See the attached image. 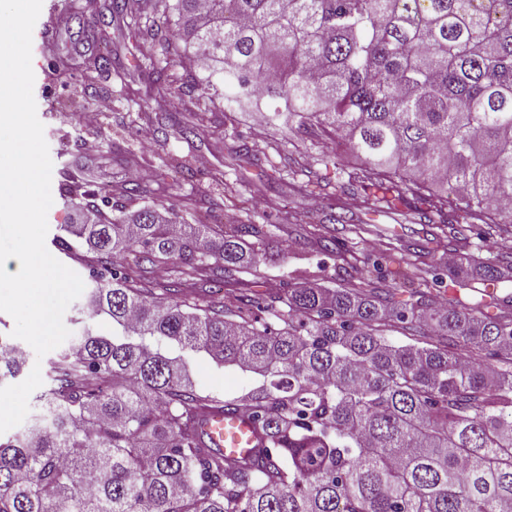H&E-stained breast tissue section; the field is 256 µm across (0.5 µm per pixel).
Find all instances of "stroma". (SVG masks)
Masks as SVG:
<instances>
[{"label":"stroma","instance_id":"1","mask_svg":"<svg viewBox=\"0 0 512 512\" xmlns=\"http://www.w3.org/2000/svg\"><path fill=\"white\" fill-rule=\"evenodd\" d=\"M49 42L53 52L43 55L42 71L33 86L53 163L49 229L69 223L73 215L62 189L85 183L115 190L136 170L141 183L154 189L150 205L174 210L187 222L204 212L211 224L250 218L266 225L268 241L259 262L260 275L250 280L254 290L263 292L285 282L332 286L340 268H364L369 257L382 266L381 274L374 277L378 286L391 289L395 303L412 302L418 282L410 277L414 257L408 246L429 243L434 224L420 222L410 207L396 211L376 207L361 187L335 188V170L317 164L296 178L279 177L271 173L264 156H251L242 149L246 143L272 144L284 157L297 153L317 157L323 151L320 140L289 134L279 126L258 125L255 109L247 102L228 111L222 101H199L188 86L190 65L185 58L173 64L167 82L147 88L143 74L150 58L160 55V45L129 38L125 20L102 19L88 8L87 0H73ZM102 99L111 101V110L101 113L95 127H86L84 112ZM160 99L166 100V108H157ZM171 114L195 126L192 142L181 140L173 127H162V118ZM144 126L154 134L148 145L138 136ZM170 158L188 164L196 178L181 181L174 172H162V160ZM334 212L366 225L367 234L359 237L342 231L344 244L333 258L293 244L288 234L292 215L303 214L315 224ZM448 254V249L436 247L424 258L441 278L431 286V295L452 298L461 308L512 310L511 267L488 280L443 265ZM192 378L227 395L239 394L248 384L245 374L215 368L205 359L195 364Z\"/></svg>","mask_w":512,"mask_h":512}]
</instances>
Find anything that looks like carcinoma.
Instances as JSON below:
<instances>
[{"label":"carcinoma","mask_w":512,"mask_h":512,"mask_svg":"<svg viewBox=\"0 0 512 512\" xmlns=\"http://www.w3.org/2000/svg\"><path fill=\"white\" fill-rule=\"evenodd\" d=\"M130 33L163 40L147 76L193 57L194 87L264 120L330 141L320 158L364 167L347 184L388 210L461 221L434 236L459 251L479 231L512 239V0H112ZM162 11L172 31L162 34ZM123 186L127 204L150 197ZM69 194L87 224H61L69 255L87 245L88 304L112 333L84 327L50 361L45 413L0 435V512H512V312L400 306L373 279L288 283L261 295L265 225L185 224L149 206L105 210ZM136 233H128V225ZM293 224L304 244L339 251L336 229ZM488 278L496 260L460 258ZM169 265L167 279L153 269ZM280 307L278 327L256 311ZM393 332L409 339L394 345ZM256 381L234 397L198 387L191 361ZM499 360L494 379L487 358ZM26 360L0 337V381ZM247 413L260 447L230 458L198 427Z\"/></svg>","instance_id":"cac0c4a2"}]
</instances>
